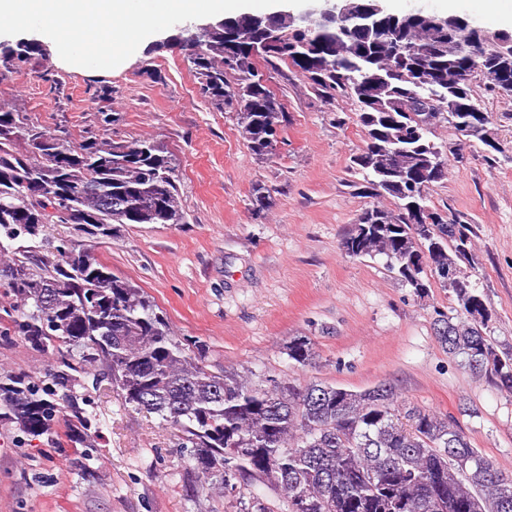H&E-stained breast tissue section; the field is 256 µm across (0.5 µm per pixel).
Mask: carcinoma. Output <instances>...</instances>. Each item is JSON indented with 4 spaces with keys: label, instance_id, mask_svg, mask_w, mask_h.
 Segmentation results:
<instances>
[{
    "label": "carcinoma",
    "instance_id": "carcinoma-1",
    "mask_svg": "<svg viewBox=\"0 0 512 512\" xmlns=\"http://www.w3.org/2000/svg\"><path fill=\"white\" fill-rule=\"evenodd\" d=\"M238 42L230 44L216 27L197 37V49L184 55L200 95L217 111L243 101L237 124L255 155H264L269 104L275 94L248 48L257 40L249 14L231 17ZM409 31L357 51L344 47L326 56L336 32L317 35L313 50L295 54L290 38L272 53L261 54L266 66L287 61L324 93L356 97L342 80L353 74L363 51L389 64L384 75L397 95L420 94L440 105L453 102V85L437 90L434 81L463 67L465 58L453 50L455 39L443 34L430 49L409 52ZM42 54L39 44L20 40L0 45V60ZM238 56L244 69L236 87L226 81L227 59ZM358 121L365 133L362 152L353 163L364 175V188L374 196L393 198L397 209L383 210V223L373 216L355 224L344 247L353 257L382 255L388 267L414 290L425 261L434 269L469 262L473 234L465 223L461 239L455 225H434L445 252L424 251L408 221L400 184L409 181L428 189L436 182L427 172L436 157L430 138H407L399 113L359 103ZM458 136L482 144L488 129L470 131L453 121ZM0 339L21 337L32 348L54 358L37 382L26 373L0 374V420L16 424L27 436L57 434L66 428L69 441L85 448L97 441L96 417L86 392L79 393L77 375L103 378L120 392L124 403L154 413L192 444L193 469L199 490L215 487L243 494L245 480L267 481L288 502V512H483L493 500L499 512H512V475L493 462L472 476L459 478L456 460L478 452L456 420L422 410L393 387L383 395L373 388L348 390L310 381L270 387L247 383L226 370L206 368L171 332L164 315L133 281L112 272L92 253L76 250L65 239L48 238L49 226L73 224L91 237L107 236L114 224H184L180 175L168 147L144 138L122 143L86 138L73 144L34 123L24 112L0 108ZM455 303L440 315L437 338L448 355L474 375L485 374L501 390L512 393V353L497 351L487 336L491 310L477 288L448 289ZM315 352L305 336L288 346V358L306 366Z\"/></svg>",
    "mask_w": 512,
    "mask_h": 512
}]
</instances>
